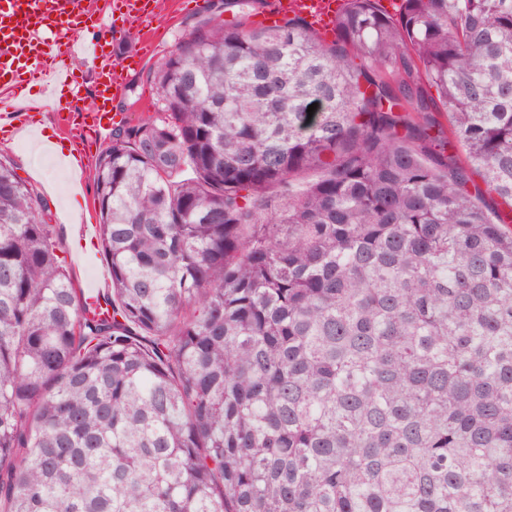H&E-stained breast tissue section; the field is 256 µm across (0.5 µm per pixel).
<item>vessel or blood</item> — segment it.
Masks as SVG:
<instances>
[{"label": "vessel or blood", "mask_w": 512, "mask_h": 512, "mask_svg": "<svg viewBox=\"0 0 512 512\" xmlns=\"http://www.w3.org/2000/svg\"><path fill=\"white\" fill-rule=\"evenodd\" d=\"M336 0H284L283 11L295 13L321 27L336 19ZM161 14L160 0H112L111 11L92 12L84 0H0V79L9 83L0 96V108L18 111L25 84L39 83L46 96L62 89L77 93L78 83L69 66L82 57L98 62L96 98L93 106L80 113H68V124L78 125L89 135L121 120V113L108 104L121 91L123 79L133 65L130 57H108L100 40L76 36L81 17L90 15L101 32L123 17L134 30L141 48L154 47L161 32L155 21Z\"/></svg>", "instance_id": "vessel-or-blood-1"}]
</instances>
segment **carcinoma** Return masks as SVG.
<instances>
[{"label": "carcinoma", "instance_id": "cac0c4a2", "mask_svg": "<svg viewBox=\"0 0 512 512\" xmlns=\"http://www.w3.org/2000/svg\"><path fill=\"white\" fill-rule=\"evenodd\" d=\"M254 2L96 158L108 309L0 160V512H512V0ZM282 4L284 12L300 15L309 22H317L321 27L332 28L336 19L335 0H287Z\"/></svg>", "mask_w": 512, "mask_h": 512}]
</instances>
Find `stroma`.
Instances as JSON below:
<instances>
[{
	"label": "stroma",
	"mask_w": 512,
	"mask_h": 512,
	"mask_svg": "<svg viewBox=\"0 0 512 512\" xmlns=\"http://www.w3.org/2000/svg\"><path fill=\"white\" fill-rule=\"evenodd\" d=\"M196 8L185 5L166 10L159 21L165 28L163 39L154 51L144 57L126 76V90L112 102V109L125 113L126 125L132 126L157 110V92L150 80L149 73L164 56L168 55L178 38L186 34L199 19ZM80 90L77 95H64L60 101L47 106L39 112L38 126L29 133L10 137L0 134V158L14 163L17 174L29 183L39 198L47 203L51 212L54 235L57 238L67 267L74 273L80 288L91 290L99 285H109L108 268L100 248H92L90 256L80 252L76 230L82 223H97V210L94 201L93 161L98 153L109 143L110 131H103L87 153L88 161L84 167V186L74 188L70 177L74 168H62L53 158L43 155L42 132L50 130L58 143H69L78 137V130L63 129L58 114L60 110L77 112L87 107L93 100L95 89L96 64L84 65L71 61Z\"/></svg>",
	"instance_id": "35a3bbf8"
}]
</instances>
